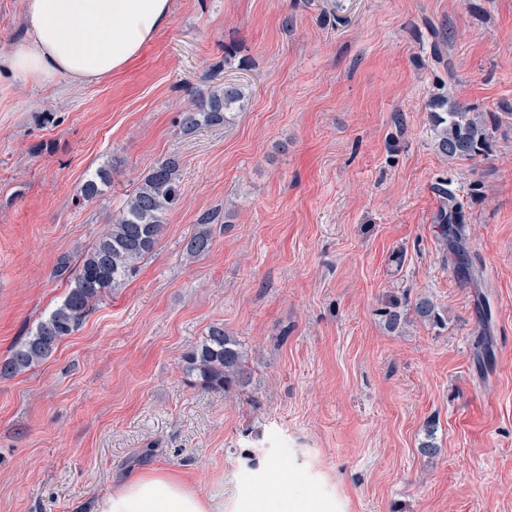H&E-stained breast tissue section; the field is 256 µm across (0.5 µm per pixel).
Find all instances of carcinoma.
<instances>
[{"instance_id": "1", "label": "carcinoma", "mask_w": 512, "mask_h": 512, "mask_svg": "<svg viewBox=\"0 0 512 512\" xmlns=\"http://www.w3.org/2000/svg\"><path fill=\"white\" fill-rule=\"evenodd\" d=\"M245 88L227 83L222 87L199 91L197 103L179 114V124L187 130L203 126L225 125L241 111L246 102ZM430 128L437 151L450 160H471L487 152L493 129L501 122L494 115L464 107L449 93H433L428 101ZM110 182L104 169L88 177L76 189V198L88 202L100 196ZM443 205L436 215L441 239L458 272L470 274L466 261V214L456 193L440 187ZM181 202L180 166L174 157L155 163L113 217L112 224L77 260L59 259L55 274L69 283L61 303L41 319L28 336L14 344L0 359V378L24 374L52 356L60 343L76 332L96 305L112 290L122 287L138 264L153 253L163 234L169 215ZM217 214L206 212L199 219L201 229L184 239L182 252L194 258L207 252L212 243L208 225ZM416 316L431 322L439 318L433 302L424 297L416 301ZM247 356L234 337L224 332V325L211 326L200 341L182 356V372L207 389L228 391L246 382Z\"/></svg>"}]
</instances>
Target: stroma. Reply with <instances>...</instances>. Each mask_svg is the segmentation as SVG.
I'll list each match as a JSON object with an SVG mask.
<instances>
[{
    "label": "stroma",
    "instance_id": "stroma-1",
    "mask_svg": "<svg viewBox=\"0 0 512 512\" xmlns=\"http://www.w3.org/2000/svg\"><path fill=\"white\" fill-rule=\"evenodd\" d=\"M444 82L481 112L512 104V0H172L122 73L1 94L0 358L64 297L58 257L158 160L178 158L183 200L123 288L0 379V512H93L147 470L224 512L286 488L316 512H512V117L485 155L442 157L427 101ZM227 83L249 95L229 124L179 126ZM100 168L111 184L76 203ZM444 182L470 282L435 221ZM207 211L211 247L186 258ZM422 297L441 323L416 317ZM214 324L247 356L227 392L181 370Z\"/></svg>",
    "mask_w": 512,
    "mask_h": 512
}]
</instances>
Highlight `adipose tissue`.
Instances as JSON below:
<instances>
[{
	"label": "adipose tissue",
	"mask_w": 512,
	"mask_h": 512,
	"mask_svg": "<svg viewBox=\"0 0 512 512\" xmlns=\"http://www.w3.org/2000/svg\"><path fill=\"white\" fill-rule=\"evenodd\" d=\"M24 36L0 54V93L15 80L71 86L125 69L171 18V0H23ZM95 512H224L169 471L132 475Z\"/></svg>",
	"instance_id": "1"
}]
</instances>
